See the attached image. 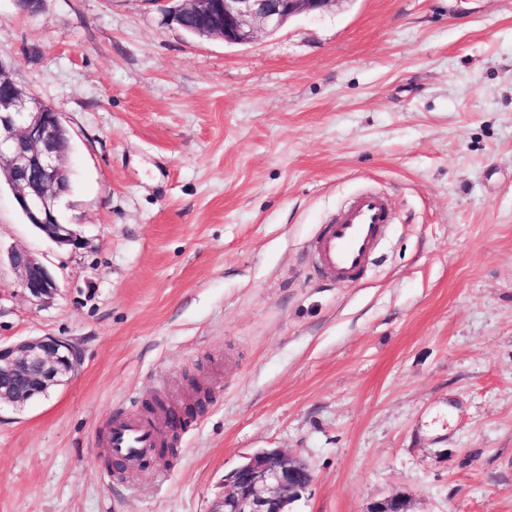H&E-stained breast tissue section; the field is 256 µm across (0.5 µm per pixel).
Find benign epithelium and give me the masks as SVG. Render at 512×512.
Here are the masks:
<instances>
[{"instance_id":"1","label":"benign epithelium","mask_w":512,"mask_h":512,"mask_svg":"<svg viewBox=\"0 0 512 512\" xmlns=\"http://www.w3.org/2000/svg\"><path fill=\"white\" fill-rule=\"evenodd\" d=\"M171 20L208 21L209 34L229 44H249L261 31L273 32L301 14H320L337 0H175ZM67 129L60 113L15 89L0 92V173L18 210L41 235L77 251L84 239L73 224L60 222V200L68 193ZM10 266L28 299L45 303L58 291L51 270L29 252L13 248ZM81 361L79 348L57 336L0 344V406L22 408L63 384ZM313 481L309 465L279 448L259 451L224 476V497L214 512H288ZM372 512H408L392 496Z\"/></svg>"}]
</instances>
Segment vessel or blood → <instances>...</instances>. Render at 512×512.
Returning a JSON list of instances; mask_svg holds the SVG:
<instances>
[{"mask_svg":"<svg viewBox=\"0 0 512 512\" xmlns=\"http://www.w3.org/2000/svg\"><path fill=\"white\" fill-rule=\"evenodd\" d=\"M389 222L384 197L367 192L353 198L313 244L321 272L339 281L355 279ZM161 426L157 418L120 415L113 419L104 445L113 458L136 465L152 456Z\"/></svg>","mask_w":512,"mask_h":512,"instance_id":"b4317fda","label":"vessel or blood"}]
</instances>
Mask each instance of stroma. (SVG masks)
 I'll return each instance as SVG.
<instances>
[{"mask_svg": "<svg viewBox=\"0 0 512 512\" xmlns=\"http://www.w3.org/2000/svg\"><path fill=\"white\" fill-rule=\"evenodd\" d=\"M0 62L69 131L58 248L0 183V343L82 361L0 407V512H213L262 448L292 512H512V0H337L248 45L149 0H0ZM392 224L364 275L312 240L357 193ZM210 397L175 455L110 472L115 416ZM10 266L20 278V284L28 299L45 303L58 291L55 276L51 270L29 252L13 248L7 253Z\"/></svg>", "mask_w": 512, "mask_h": 512, "instance_id": "35a3bbf8", "label": "stroma"}]
</instances>
